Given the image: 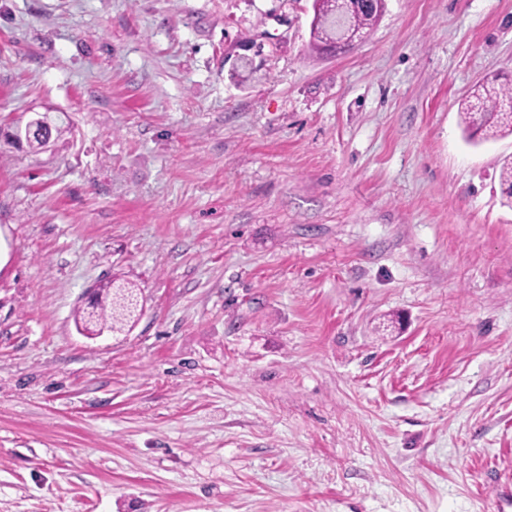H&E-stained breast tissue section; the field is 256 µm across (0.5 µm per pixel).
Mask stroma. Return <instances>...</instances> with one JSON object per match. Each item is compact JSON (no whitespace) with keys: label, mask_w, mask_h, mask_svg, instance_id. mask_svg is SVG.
<instances>
[{"label":"stroma","mask_w":512,"mask_h":512,"mask_svg":"<svg viewBox=\"0 0 512 512\" xmlns=\"http://www.w3.org/2000/svg\"><path fill=\"white\" fill-rule=\"evenodd\" d=\"M312 17L0 0V512H512V136L458 114L512 0ZM110 278L144 312L87 338ZM320 12L322 20L315 21L311 28L310 47L318 53H322L325 39L330 37L334 31L333 10L328 0H320Z\"/></svg>","instance_id":"35a3bbf8"}]
</instances>
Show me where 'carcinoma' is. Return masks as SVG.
I'll return each instance as SVG.
<instances>
[{"label": "carcinoma", "instance_id": "carcinoma-1", "mask_svg": "<svg viewBox=\"0 0 512 512\" xmlns=\"http://www.w3.org/2000/svg\"><path fill=\"white\" fill-rule=\"evenodd\" d=\"M322 19L311 28L310 47L320 53L325 39L334 31L333 10L329 0H320ZM382 9L367 7L352 17L350 24L367 31L376 24ZM461 121L470 136L483 140L496 139L512 134V88L496 81H483L471 88L461 99ZM67 129L63 123L53 122L37 130L27 138L29 144L43 146L51 135L61 136ZM500 187L505 204L512 207V158L503 160L500 170ZM140 300L138 288L131 283L118 284L113 280L96 285L93 305L79 307L74 320L77 328L86 336L108 329L122 333L138 320Z\"/></svg>", "mask_w": 512, "mask_h": 512}]
</instances>
